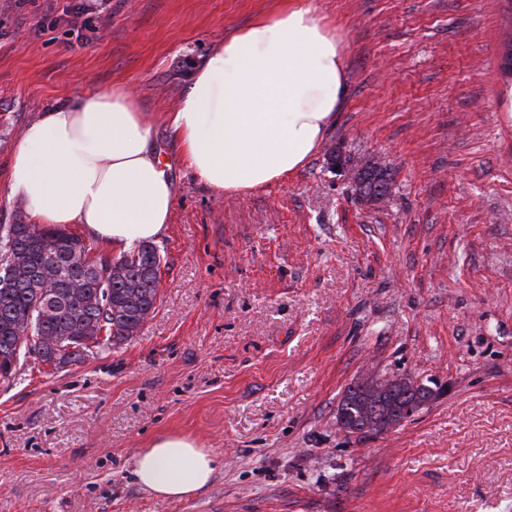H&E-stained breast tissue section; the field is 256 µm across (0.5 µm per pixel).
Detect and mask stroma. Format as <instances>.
I'll list each match as a JSON object with an SVG mask.
<instances>
[{
	"instance_id": "35a3bbf8",
	"label": "stroma",
	"mask_w": 512,
	"mask_h": 512,
	"mask_svg": "<svg viewBox=\"0 0 512 512\" xmlns=\"http://www.w3.org/2000/svg\"><path fill=\"white\" fill-rule=\"evenodd\" d=\"M288 6L334 28L346 94L301 170L229 198L167 115L208 53ZM511 48L512 0H0V224L27 210L23 130L88 91H132L175 189L139 334L0 384V512H512ZM369 163L391 175L378 201L356 190ZM368 374L440 394L345 434ZM164 433L221 455L207 488L134 482Z\"/></svg>"
}]
</instances>
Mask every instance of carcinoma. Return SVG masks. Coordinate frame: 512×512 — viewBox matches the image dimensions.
I'll list each match as a JSON object with an SVG mask.
<instances>
[{
  "mask_svg": "<svg viewBox=\"0 0 512 512\" xmlns=\"http://www.w3.org/2000/svg\"><path fill=\"white\" fill-rule=\"evenodd\" d=\"M162 261L152 243L94 259L82 238L63 228L28 224L20 215L0 224V382L13 383L30 355L62 370L138 335L156 309ZM414 400L393 384L374 401L352 382L337 415L352 433L367 435L374 416L410 419Z\"/></svg>",
  "mask_w": 512,
  "mask_h": 512,
  "instance_id": "carcinoma-1",
  "label": "carcinoma"
}]
</instances>
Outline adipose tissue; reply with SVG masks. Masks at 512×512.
Returning a JSON list of instances; mask_svg holds the SVG:
<instances>
[{
	"mask_svg": "<svg viewBox=\"0 0 512 512\" xmlns=\"http://www.w3.org/2000/svg\"><path fill=\"white\" fill-rule=\"evenodd\" d=\"M345 90V58L310 9L293 7L225 40L195 74L168 124L194 173L226 195L266 188L316 154ZM152 124L124 88L47 108L25 128L9 167L12 194L37 223L81 226L101 244L158 240L175 193ZM217 453L179 434L133 456L135 482L178 499L212 482Z\"/></svg>",
	"mask_w": 512,
	"mask_h": 512,
	"instance_id": "obj_1",
	"label": "adipose tissue"
}]
</instances>
